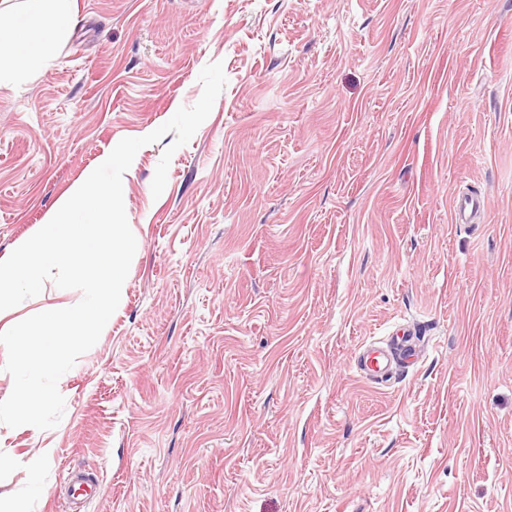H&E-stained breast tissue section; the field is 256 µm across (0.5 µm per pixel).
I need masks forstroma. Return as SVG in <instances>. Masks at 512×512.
Segmentation results:
<instances>
[{"label":"stroma","mask_w":512,"mask_h":512,"mask_svg":"<svg viewBox=\"0 0 512 512\" xmlns=\"http://www.w3.org/2000/svg\"><path fill=\"white\" fill-rule=\"evenodd\" d=\"M46 68L0 87V257L99 157L227 83L173 155L123 175L124 301L9 436L0 497L53 448L59 512H512V0H78ZM486 195L455 224L457 191ZM414 326L385 383L355 352Z\"/></svg>","instance_id":"obj_1"}]
</instances>
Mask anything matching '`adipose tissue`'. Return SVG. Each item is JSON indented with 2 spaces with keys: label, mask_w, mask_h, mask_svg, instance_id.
I'll return each instance as SVG.
<instances>
[{
  "label": "adipose tissue",
  "mask_w": 512,
  "mask_h": 512,
  "mask_svg": "<svg viewBox=\"0 0 512 512\" xmlns=\"http://www.w3.org/2000/svg\"><path fill=\"white\" fill-rule=\"evenodd\" d=\"M78 21L77 0H26L18 15L0 8V86L51 60Z\"/></svg>",
  "instance_id": "obj_1"
}]
</instances>
